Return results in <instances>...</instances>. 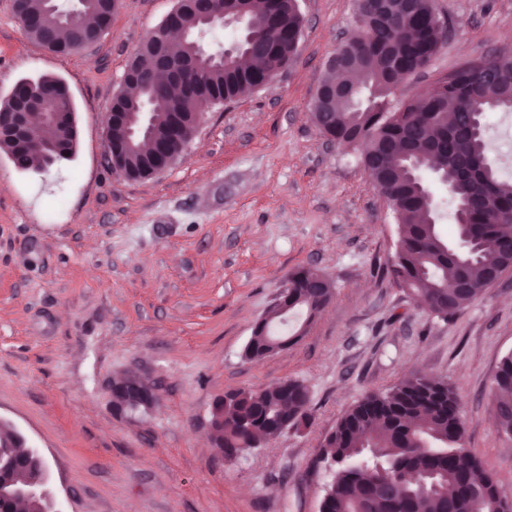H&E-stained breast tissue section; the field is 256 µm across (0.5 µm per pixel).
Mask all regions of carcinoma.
Listing matches in <instances>:
<instances>
[{"instance_id": "carcinoma-1", "label": "carcinoma", "mask_w": 512, "mask_h": 512, "mask_svg": "<svg viewBox=\"0 0 512 512\" xmlns=\"http://www.w3.org/2000/svg\"><path fill=\"white\" fill-rule=\"evenodd\" d=\"M372 0H358L363 23L339 50L351 66L345 91L311 109L315 125L328 138L350 148L368 171L388 203L398 226L395 254L386 272L414 299L425 298L438 315L448 317L478 300L492 285L491 275L512 269V182L503 179L488 157L489 144L480 127L489 112L504 111L512 103V78L478 82L475 68L465 62L448 76V84L427 100L415 95L395 99L397 86L435 52L431 0H416L413 23L427 36L409 44L400 21L401 3L390 16L378 20ZM32 19L31 38L47 46L50 33L61 28L65 6L45 0H25ZM248 32L273 41L274 59L268 71L292 63L293 34L302 28L301 15L290 0H249ZM182 25L197 34H213L220 25L198 20L189 8ZM181 54L197 59L198 68H185L179 96L171 94L165 77L143 84L129 102L151 113L155 139L172 150L184 151L202 115V106L218 93L235 99L255 91L241 69L245 52L234 54L232 65L199 55L196 39ZM44 98L60 113L55 137L62 154L71 149L67 113L72 105L61 100L59 85L50 83ZM413 145L424 173L410 172L401 148ZM0 148L15 155L17 165H30L38 142L1 141ZM122 158L136 178L149 175L142 151L128 148ZM452 189L454 232L445 234L431 223V202L443 208L426 174ZM465 277L470 287L446 290L443 285ZM328 277L302 267L290 277L292 291L283 308L301 311L311 320L330 303L334 291L324 287ZM284 318L273 314L257 323L244 356L259 361L279 345L271 324ZM495 408L499 432L512 436V355L496 375ZM224 449L247 450L254 432L273 428L281 418L292 426L310 420L309 391L301 380L290 379L261 390H237L227 405L215 404ZM320 458L333 462V472L320 512H471L470 495L480 493L479 512H508L502 490L463 445L458 399L448 382L414 374L397 385L367 395L340 420L324 440Z\"/></svg>"}]
</instances>
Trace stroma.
<instances>
[{
	"label": "stroma",
	"instance_id": "1",
	"mask_svg": "<svg viewBox=\"0 0 512 512\" xmlns=\"http://www.w3.org/2000/svg\"><path fill=\"white\" fill-rule=\"evenodd\" d=\"M175 0H120L94 46L69 55L32 40L0 0V103L24 78L66 82L71 159L18 171L0 151V418L52 468L63 512H319V450L364 396L413 373L446 378L464 445L512 491V436L494 411L512 353V270L444 319L384 267L398 227L354 152L315 126L325 62L356 28L355 0H300L293 63L253 94L205 111L166 171H116L107 122L122 77ZM455 33L400 84L404 98L474 58L512 48V0H437ZM334 286L313 320L289 313L287 348L243 350L299 267ZM139 375L156 400L121 413L113 383ZM289 379L308 423L226 462L210 447L214 401Z\"/></svg>",
	"mask_w": 512,
	"mask_h": 512
}]
</instances>
